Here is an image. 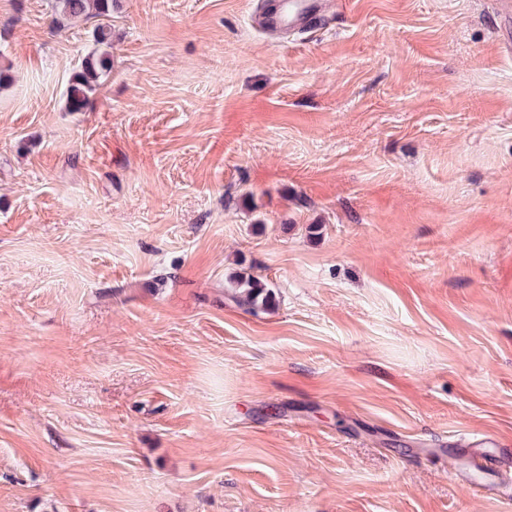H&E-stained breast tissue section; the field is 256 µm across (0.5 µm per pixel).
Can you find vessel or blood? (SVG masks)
<instances>
[{
	"mask_svg": "<svg viewBox=\"0 0 512 512\" xmlns=\"http://www.w3.org/2000/svg\"><path fill=\"white\" fill-rule=\"evenodd\" d=\"M347 0H265L259 27L269 34L302 31L328 14L345 13Z\"/></svg>",
	"mask_w": 512,
	"mask_h": 512,
	"instance_id": "vessel-or-blood-1",
	"label": "vessel or blood"
}]
</instances>
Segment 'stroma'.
Here are the masks:
<instances>
[{"label":"stroma","mask_w":512,"mask_h":512,"mask_svg":"<svg viewBox=\"0 0 512 512\" xmlns=\"http://www.w3.org/2000/svg\"><path fill=\"white\" fill-rule=\"evenodd\" d=\"M259 2L0 0V512H512V30ZM60 15L71 20L80 17L96 18L93 29L94 48L83 58L81 68L72 77L66 93V106L70 112H81L88 106L91 96L101 86L103 77L111 69L107 47L111 39L112 10L117 0H59ZM349 0H265L259 27L269 34L302 31L329 13L345 14ZM238 277V284L242 286V291L241 295L233 296V298L253 308L265 307L270 303L271 293L266 291V287L258 278L251 274L238 275Z\"/></svg>","instance_id":"1"}]
</instances>
